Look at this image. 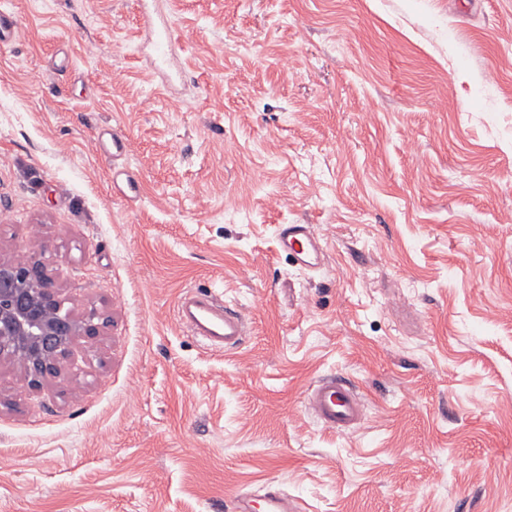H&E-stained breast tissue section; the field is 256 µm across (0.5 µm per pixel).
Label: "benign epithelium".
Returning a JSON list of instances; mask_svg holds the SVG:
<instances>
[{
  "label": "benign epithelium",
  "mask_w": 512,
  "mask_h": 512,
  "mask_svg": "<svg viewBox=\"0 0 512 512\" xmlns=\"http://www.w3.org/2000/svg\"><path fill=\"white\" fill-rule=\"evenodd\" d=\"M98 333L94 317L66 305L43 262L0 258V363L19 364L30 387L65 379L73 346Z\"/></svg>",
  "instance_id": "benign-epithelium-1"
}]
</instances>
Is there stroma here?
Masks as SVG:
<instances>
[{
    "label": "stroma",
    "mask_w": 512,
    "mask_h": 512,
    "mask_svg": "<svg viewBox=\"0 0 512 512\" xmlns=\"http://www.w3.org/2000/svg\"><path fill=\"white\" fill-rule=\"evenodd\" d=\"M0 7L22 31L0 257L109 318L41 395L0 364V512H227L269 487L306 512H512V0ZM282 224L312 225L320 269ZM190 288L243 309L239 349L181 328ZM331 374L364 397L352 432L305 402ZM278 238L281 248L301 267L314 270L322 264L325 247L309 224H282Z\"/></svg>",
    "instance_id": "35a3bbf8"
}]
</instances>
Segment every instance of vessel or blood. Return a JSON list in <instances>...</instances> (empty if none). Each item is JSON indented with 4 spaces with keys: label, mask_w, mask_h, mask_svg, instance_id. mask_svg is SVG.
<instances>
[{
    "label": "vessel or blood",
    "mask_w": 512,
    "mask_h": 512,
    "mask_svg": "<svg viewBox=\"0 0 512 512\" xmlns=\"http://www.w3.org/2000/svg\"><path fill=\"white\" fill-rule=\"evenodd\" d=\"M280 246L303 268H318L325 247L307 224H283L279 227ZM176 319L188 333L196 336L212 351L237 349L249 328L245 314L212 292L190 290L176 307ZM308 408L328 430L345 432L361 423L364 403L359 392L330 376L318 379L306 393ZM231 512H300L294 497L277 490L241 491L232 499Z\"/></svg>",
    "instance_id": "obj_1"
}]
</instances>
